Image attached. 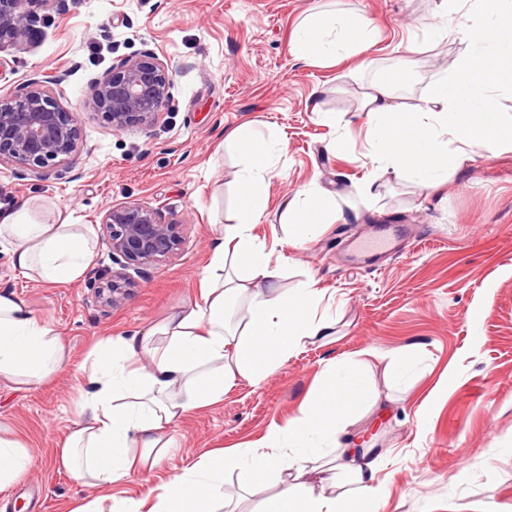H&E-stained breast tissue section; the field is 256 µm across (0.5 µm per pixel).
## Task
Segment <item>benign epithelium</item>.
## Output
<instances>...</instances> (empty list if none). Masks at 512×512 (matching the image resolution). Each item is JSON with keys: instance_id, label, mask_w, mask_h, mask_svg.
<instances>
[{"instance_id": "benign-epithelium-1", "label": "benign epithelium", "mask_w": 512, "mask_h": 512, "mask_svg": "<svg viewBox=\"0 0 512 512\" xmlns=\"http://www.w3.org/2000/svg\"><path fill=\"white\" fill-rule=\"evenodd\" d=\"M49 0H0V42L25 45L40 17L29 5ZM68 73L55 71L32 79L8 102L0 103V163H10L36 177L72 159L80 140L76 113L63 108L57 97L64 92ZM173 81L168 66L153 54L122 61L91 83L88 107L103 114L112 129L149 128L173 102ZM113 263L119 269L99 287L105 302L115 306L121 279L128 268L139 270L175 255L183 242L184 225L162 211L139 203L108 208L101 222Z\"/></svg>"}]
</instances>
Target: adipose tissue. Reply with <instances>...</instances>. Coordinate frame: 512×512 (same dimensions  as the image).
I'll return each mask as SVG.
<instances>
[{
  "label": "adipose tissue",
  "instance_id": "adipose-tissue-1",
  "mask_svg": "<svg viewBox=\"0 0 512 512\" xmlns=\"http://www.w3.org/2000/svg\"><path fill=\"white\" fill-rule=\"evenodd\" d=\"M373 30L364 17L311 14L295 31L297 56L324 65L362 49ZM451 32L468 50L428 86L421 106L410 111L395 103L386 82L364 92L374 172L409 175L434 189L469 152L512 150V124L498 106L500 93H512V0H440L424 40L435 44ZM227 142L241 156L238 221L212 239L199 300L172 309L143 335L109 339L99 347L93 390L84 395L57 450L60 464L79 482L109 487L148 474L172 447L169 431L184 414L221 401L237 380L261 384L304 341L332 334L335 319L322 307L324 293L314 279L280 288L283 270L253 233L265 213L267 180L276 170L278 134L245 122ZM332 206V197L310 188L287 201L289 241L300 245L322 232ZM43 210L26 200L0 214V249L22 274L52 284L79 279L93 258L86 225L44 221ZM241 299L248 302L247 315L231 323L226 309ZM64 361L53 330L18 294L0 290V379L25 385L54 375ZM371 400L361 368L343 363L324 373L318 394L288 428L271 430L255 445L204 456L144 496L115 497L107 505L88 500L77 512H214V503L224 499L229 465L238 468L241 488H274L259 512H373L381 492L377 448L337 449L318 483L305 479L306 462L322 455V443L344 434ZM30 464L27 446L0 433V489ZM342 474L350 489L329 495Z\"/></svg>",
  "mask_w": 512,
  "mask_h": 512
}]
</instances>
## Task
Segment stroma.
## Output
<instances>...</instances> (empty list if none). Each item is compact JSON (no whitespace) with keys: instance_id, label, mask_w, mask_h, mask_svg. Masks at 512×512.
Here are the masks:
<instances>
[{"instance_id":"35a3bbf8","label":"stroma","mask_w":512,"mask_h":512,"mask_svg":"<svg viewBox=\"0 0 512 512\" xmlns=\"http://www.w3.org/2000/svg\"><path fill=\"white\" fill-rule=\"evenodd\" d=\"M439 0H66L40 8L26 47L0 44V100L21 83L69 71L61 105L77 114L80 150L36 178L0 165V213L25 199L52 203L73 224L95 229V255L80 279L60 284L15 271L0 250V289L22 296L60 336L67 361L25 386L0 382V427L31 451L28 471L0 491V512H75L99 490L76 482L55 450L89 388L100 341L139 336L197 300L218 225L233 223L240 169L226 134L242 122L276 129L286 146L268 182L255 235L282 266L281 287L313 276L336 316L330 341L304 342L263 383L240 380L221 403L175 425L176 446L148 478L113 494L142 496L209 452L244 448L301 416L322 371L358 362L378 404L359 412L340 444L380 448L377 512H512V151L473 154L438 189L385 174L372 193L371 147L362 95L393 83L399 102L419 106L428 86L467 45L455 35L407 56L399 43L421 32ZM374 21L373 44L334 64L297 58V25L317 11ZM152 53L173 76L174 103L153 128L113 131L85 108L89 86L125 59ZM336 198V218L302 248L283 229L285 203L308 185ZM129 202L159 208L184 226L170 260L132 275L118 306L94 286L112 269L98 229L105 211ZM405 226V249L350 268L340 250L368 225ZM416 362L402 380L391 363Z\"/></svg>"}]
</instances>
